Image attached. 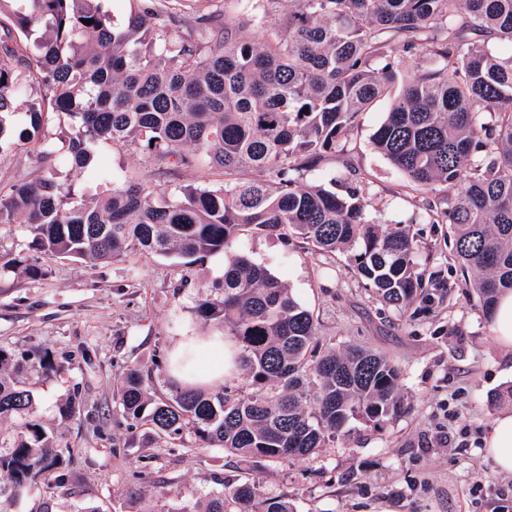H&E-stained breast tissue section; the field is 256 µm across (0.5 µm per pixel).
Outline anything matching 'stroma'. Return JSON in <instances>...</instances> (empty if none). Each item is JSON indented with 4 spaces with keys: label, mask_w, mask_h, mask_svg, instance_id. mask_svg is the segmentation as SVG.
Masks as SVG:
<instances>
[{
    "label": "stroma",
    "mask_w": 512,
    "mask_h": 512,
    "mask_svg": "<svg viewBox=\"0 0 512 512\" xmlns=\"http://www.w3.org/2000/svg\"><path fill=\"white\" fill-rule=\"evenodd\" d=\"M388 99L358 118L349 147L354 171L327 162L308 172L311 183L344 189L362 179L367 211L384 224L415 234L419 270L429 301L394 309L376 301L351 273L346 256H323L300 238L245 235L238 251L264 264L291 288L318 322L321 348L358 346L384 354L400 371L401 413L382 427L358 426L317 454L264 462L260 471L220 448L198 447L193 435L173 445L149 423L128 421L112 394L129 368L148 371L151 395L169 396L173 377L161 351L179 337L210 334L196 312L203 288H218L223 254L192 266L133 252L106 263L49 258L32 245L23 224H0V348H39L62 368L23 380L35 417L63 450L64 485L38 486L11 512H202L218 482L236 485L253 474L262 493L281 496L296 512H512V473L486 452L493 420L511 409L490 406L491 394L512 386V347L500 345L492 323L474 307V272L451 259L448 224L430 223L427 210L445 209V191L408 184L372 145ZM99 166L120 180L142 173L135 146L100 144ZM53 167L78 195L100 193L98 181L29 145L0 156V184L32 180ZM38 274H31V267ZM72 419L59 410L71 397Z\"/></svg>",
    "instance_id": "1"
}]
</instances>
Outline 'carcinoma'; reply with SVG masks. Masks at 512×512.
<instances>
[{
	"instance_id": "carcinoma-1",
	"label": "carcinoma",
	"mask_w": 512,
	"mask_h": 512,
	"mask_svg": "<svg viewBox=\"0 0 512 512\" xmlns=\"http://www.w3.org/2000/svg\"><path fill=\"white\" fill-rule=\"evenodd\" d=\"M209 14H177L164 0L114 23L103 0H0V154L18 139L38 155L44 114L71 118L61 140L68 162L103 183L101 143L139 145L151 170L171 179L205 159L217 187L179 185L157 196L148 174L75 202L55 172L0 186V224H26L47 257L88 262L145 251L192 266L223 252L221 298L196 312L224 335L249 389L184 385L147 396L130 370L113 396L159 436L192 433L256 468L307 457L351 424L380 427L401 401L399 370L363 349L317 351V320L264 265L232 253L251 232L295 235L319 253H345L349 267L387 305L426 297L410 228L367 216L363 189L336 192L305 181L329 160L346 161L360 114L391 98L374 149L410 184L448 186L441 219L453 225L457 261L477 273L476 304L490 317L512 291V0H207ZM224 18L220 30L212 25ZM91 19L87 25L84 20ZM422 60L402 67L398 53ZM249 172L262 177H246ZM28 371L58 364L46 350L0 349V420L22 417L0 443V504L38 483L60 487L62 452L35 419ZM205 512H294L261 492L260 478L209 496Z\"/></svg>"
}]
</instances>
